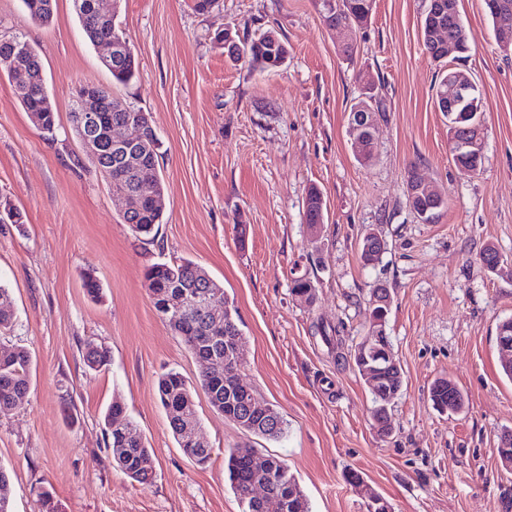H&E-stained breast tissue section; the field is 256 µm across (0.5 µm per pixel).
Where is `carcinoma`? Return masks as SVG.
Wrapping results in <instances>:
<instances>
[{"label": "carcinoma", "mask_w": 512, "mask_h": 512, "mask_svg": "<svg viewBox=\"0 0 512 512\" xmlns=\"http://www.w3.org/2000/svg\"><path fill=\"white\" fill-rule=\"evenodd\" d=\"M364 2L366 0H321L324 24L329 28L348 26L355 30L361 29L369 20V17L360 15L357 11V4ZM23 4L32 21L44 26L52 23L56 0H23ZM443 4L444 13L437 15L427 10L421 19L424 49L433 60L439 63L446 62V59L434 55V42L430 37L432 28H441L448 40L456 43L460 54L468 51L470 42V33L458 9V0H443ZM73 8L82 31L92 46L96 47L116 34L125 36L115 19L98 17L90 12L85 13L76 3L73 4ZM13 54L14 46L11 42L4 40V34L0 33V71L7 74L8 81L16 92L24 111L35 115L43 127L49 130L55 126L56 117L46 88L39 52L33 45H28L26 57L17 66L18 73L15 76L9 73V68L14 62ZM232 54L235 55L236 60H242L255 69L268 72L286 64L288 46L278 32L267 29L256 37L238 40ZM106 70L111 74L113 82L119 85L129 83L138 72L134 53L112 59V63L106 67ZM362 112H372L380 119L386 116L384 104L373 95L361 98L350 106V114L358 115ZM132 113L134 110L123 109L122 103L114 97L112 110L102 112V121L105 124L123 121L130 118ZM137 115L142 123L145 137L144 158L156 166L158 165L159 138L151 116L141 111L137 112ZM120 162L121 159L112 152L110 144L103 141L100 145V155L91 161V164L102 173ZM304 206L308 223H317L323 207L322 197L317 189L308 190ZM122 223L126 224L137 237H152L156 234L159 224L163 223V214L161 209L154 207L152 199L147 197L141 201L137 210L122 213ZM144 279L145 288L154 294H161L174 284L184 290L195 288L203 291L224 292V288L204 267L186 258L153 263L146 269ZM291 292L294 295H314L316 285L310 277L302 275L292 281ZM154 308L174 334L181 338L192 355L203 352L220 364V369L217 371H201L194 385L189 384L175 371L166 372L158 379L159 401L166 411L173 437L183 453H191L192 460L198 464L206 463L211 456V449L197 448L192 445L191 429L181 417V413L186 411L192 417L194 424L200 425L195 404V395L199 391L204 393L208 402L218 401L219 407L216 408V412L243 431L268 439H275L283 434L284 421L274 407L252 410L248 407L246 393L243 392L231 399L224 395L226 346L233 345L235 340L245 341L237 322L236 310L229 301H224L226 338L214 342L208 341L212 331L211 323L205 316L190 315L175 323L160 302H154ZM344 330L345 324L340 322L334 329V335L322 336L330 350L336 353L338 361L346 359ZM83 359L90 369L99 370L108 364L109 355L103 347L88 342L84 347ZM31 367L32 357L25 348L0 347V411L13 409L23 400L30 388ZM454 392L458 394L460 389L452 379L445 377L436 379L429 388L433 408L439 413L443 412L448 407V394ZM371 395L373 399L371 418L375 421V427L379 428V434L387 436L392 430V424L386 421L388 402L383 394L375 390L371 391ZM112 423L122 425L120 429L106 430L107 446L112 451L117 468L132 481L143 486L150 485L153 481V473L147 470V462L151 456L150 450L143 437L131 436V433L138 432V428L128 417L124 407L116 401L104 414V425L108 426ZM255 455L257 451L251 447H238L231 449L225 459V479L239 500L243 512H264L263 504L249 497L251 485L264 478V475L256 471L253 466ZM270 460L272 467L283 471L279 479L269 481L272 493L283 501V512H309L306 496L294 474L279 458L272 456ZM0 512H12L10 479L7 472L3 470H0Z\"/></svg>", "instance_id": "1"}]
</instances>
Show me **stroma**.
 Listing matches in <instances>:
<instances>
[{
    "label": "stroma",
    "mask_w": 512,
    "mask_h": 512,
    "mask_svg": "<svg viewBox=\"0 0 512 512\" xmlns=\"http://www.w3.org/2000/svg\"><path fill=\"white\" fill-rule=\"evenodd\" d=\"M427 0H375L345 57L343 34L327 28L317 0H122L117 18L138 62L116 85L85 39L72 0H56L52 24L32 23L22 0H0V32L19 31L41 55L56 112L53 133L31 122L0 72V201L22 223H0V284L13 324L0 346L26 348L30 390L0 413V468L13 512H39L50 490L58 512H242L224 481L230 449L251 446L283 460L310 512H367L346 479L357 471L393 512H512V472L498 436L512 430V381L501 373L496 327L512 318V54L503 53L484 0H459L470 48L449 66L467 72L485 103L484 161L461 170L448 150V121L434 105L438 68L420 21ZM276 28L288 62L259 72L233 61L213 36ZM81 83L113 90L150 113L159 138L164 219L153 239L123 224V205L85 157L71 119ZM386 117L376 156L359 164L347 127L366 85ZM431 181L446 206L434 221L410 209L409 172ZM324 200L319 240L304 217L309 187ZM387 243L373 267L359 241ZM494 246L509 264L487 271L478 254ZM190 258L233 302L246 338L240 375L285 422L257 437L195 397L205 464L178 448L156 383L168 371L196 381L201 363L157 315L146 268ZM101 284L91 299L85 274ZM318 281L307 304L292 277ZM391 290L387 333L404 372L391 408L393 431L372 426V396L352 363L336 362L316 325L344 323L347 346L368 333L369 291ZM110 362L86 367L84 346ZM454 380L465 410L436 412L429 387ZM121 402L154 461L144 487L114 465L103 415ZM386 249V242L382 238V236L374 231L369 230L364 234L363 237V250L364 252L368 253L371 256L376 257L377 255L379 258L377 259L376 263H369L367 258L364 256L363 250H360V260L363 264V266L369 267V266H375L376 264L380 263L382 259L380 257L385 252Z\"/></svg>",
    "instance_id": "stroma-1"
}]
</instances>
